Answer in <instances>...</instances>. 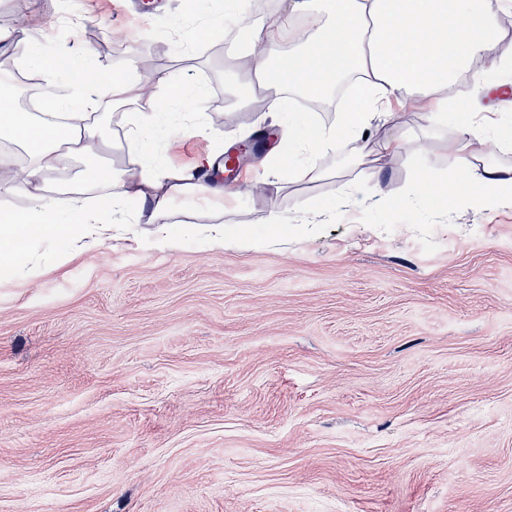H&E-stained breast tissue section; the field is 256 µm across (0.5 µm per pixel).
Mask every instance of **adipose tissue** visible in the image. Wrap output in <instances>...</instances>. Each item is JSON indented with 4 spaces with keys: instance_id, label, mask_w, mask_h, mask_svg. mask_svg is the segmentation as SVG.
Listing matches in <instances>:
<instances>
[{
    "instance_id": "ef3b65f1",
    "label": "adipose tissue",
    "mask_w": 512,
    "mask_h": 512,
    "mask_svg": "<svg viewBox=\"0 0 512 512\" xmlns=\"http://www.w3.org/2000/svg\"><path fill=\"white\" fill-rule=\"evenodd\" d=\"M291 15L302 21L324 17L318 34L298 43L287 21L259 28L255 35L248 81L260 87L280 79L309 97L327 95L339 79L357 73L361 80L337 125L312 127L300 137L298 150L307 161L297 171L303 180L320 179L318 157L339 140H347L363 154L377 109L409 88L431 96L462 72L485 78L512 63V46L502 45L500 32L489 11L488 0H289ZM135 86L124 75L85 84L73 79L64 112H44L36 118L10 110L0 99V135L20 146L27 161L20 175L5 182L6 191L25 193L23 212L0 210V240L10 247L0 250V272L15 277L41 245L83 251L99 247L112 237L131 205H138L136 221L155 227L157 240L174 241L165 221L171 204L183 197L224 196V189L208 183L217 163L211 153L199 156L193 168L175 171L156 160L148 134L156 115L134 113L121 151L136 172L98 165L86 170V182L108 190L96 206L80 196L49 197L50 176L92 151L108 148L103 128L110 113L94 112L98 100L128 101ZM434 121L453 119L460 137L455 153L458 171L468 170L473 144L512 145V126L497 113L481 111L471 98H457L449 110L433 113Z\"/></svg>"
}]
</instances>
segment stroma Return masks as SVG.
I'll list each match as a JSON object with an SVG mask.
<instances>
[{
    "label": "stroma",
    "instance_id": "1",
    "mask_svg": "<svg viewBox=\"0 0 512 512\" xmlns=\"http://www.w3.org/2000/svg\"><path fill=\"white\" fill-rule=\"evenodd\" d=\"M225 2L14 0L0 32L22 69L61 38L93 76L137 82L142 54L165 58L154 89H202L214 132L172 139L168 102L153 145L179 171L273 124L230 96L250 28L200 40ZM116 29L123 46L91 48ZM415 101L393 100L401 124L374 118L366 162L346 141L321 155V180L294 177L283 138L213 174L239 194L176 201L177 248L126 224L0 282V512H512V209L414 196L419 170L454 171L457 138L431 121L441 99ZM264 169L259 198L246 178ZM343 190L318 235L267 245L271 211L316 220ZM188 221L256 245L201 244Z\"/></svg>",
    "mask_w": 512,
    "mask_h": 512
}]
</instances>
